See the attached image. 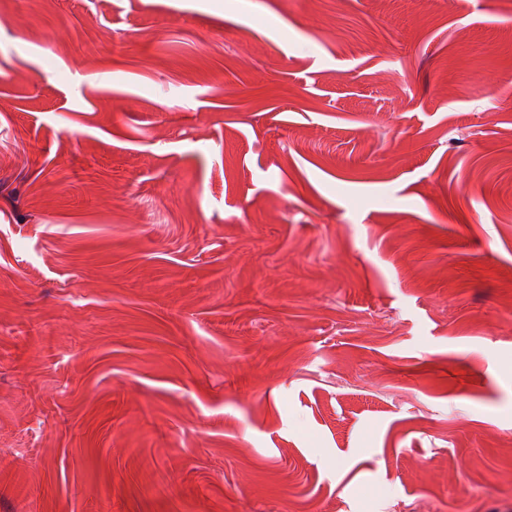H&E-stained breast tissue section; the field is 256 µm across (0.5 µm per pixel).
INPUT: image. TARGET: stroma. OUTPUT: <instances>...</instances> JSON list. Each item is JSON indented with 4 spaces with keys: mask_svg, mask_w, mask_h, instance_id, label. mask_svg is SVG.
<instances>
[{
    "mask_svg": "<svg viewBox=\"0 0 512 512\" xmlns=\"http://www.w3.org/2000/svg\"><path fill=\"white\" fill-rule=\"evenodd\" d=\"M512 512V0H0V512Z\"/></svg>",
    "mask_w": 512,
    "mask_h": 512,
    "instance_id": "35a3bbf8",
    "label": "stroma"
}]
</instances>
